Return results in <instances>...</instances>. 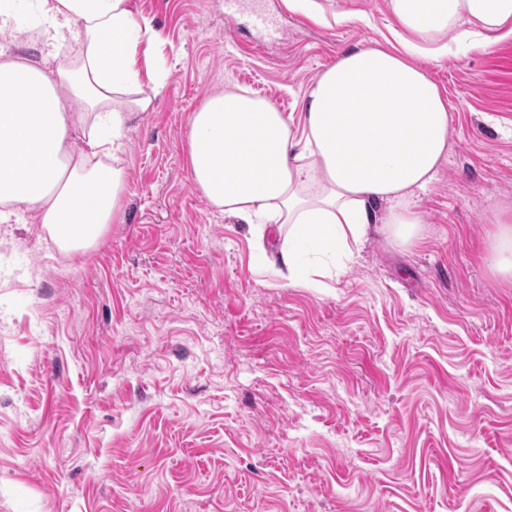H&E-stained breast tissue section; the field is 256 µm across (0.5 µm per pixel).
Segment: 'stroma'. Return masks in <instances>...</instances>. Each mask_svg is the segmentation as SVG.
I'll use <instances>...</instances> for the list:
<instances>
[{"label": "stroma", "instance_id": "1", "mask_svg": "<svg viewBox=\"0 0 512 512\" xmlns=\"http://www.w3.org/2000/svg\"><path fill=\"white\" fill-rule=\"evenodd\" d=\"M156 31L120 163L123 223L61 253L0 224V512H512V38L416 63L450 113L423 238L376 236L324 288L258 263L187 165L189 118L245 90L299 118L344 51L397 45L390 0H131ZM490 224H496L487 240L488 264L491 273L512 283V213L501 211Z\"/></svg>", "mask_w": 512, "mask_h": 512}]
</instances>
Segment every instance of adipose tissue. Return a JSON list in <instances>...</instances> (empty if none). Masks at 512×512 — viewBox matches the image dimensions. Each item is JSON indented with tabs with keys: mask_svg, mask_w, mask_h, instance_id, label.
<instances>
[{
	"mask_svg": "<svg viewBox=\"0 0 512 512\" xmlns=\"http://www.w3.org/2000/svg\"><path fill=\"white\" fill-rule=\"evenodd\" d=\"M398 48L345 51L315 80L299 122L247 92L209 96L190 118L187 161L215 207L275 243L276 272L312 282L342 271L370 234L420 237L418 199L448 153L450 115L417 65L453 45L512 36V0H390ZM34 10L41 58L0 61V223L34 213L66 253L122 223L127 123L148 100L116 108L138 84L137 47L150 18L130 0H0V35L23 41ZM76 45L75 56L64 47ZM82 130V146L73 133ZM491 273L512 283V213L494 215Z\"/></svg>",
	"mask_w": 512,
	"mask_h": 512,
	"instance_id": "1",
	"label": "adipose tissue"
}]
</instances>
